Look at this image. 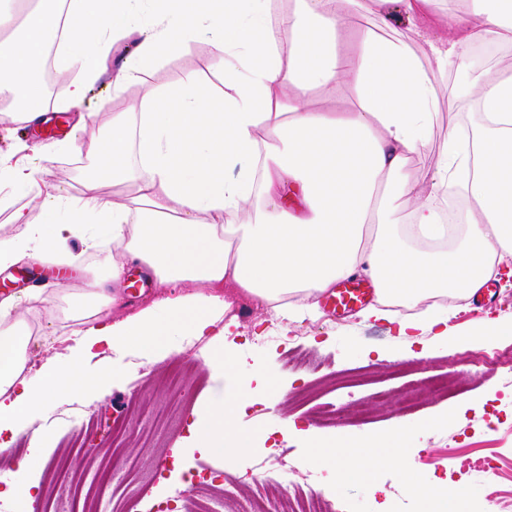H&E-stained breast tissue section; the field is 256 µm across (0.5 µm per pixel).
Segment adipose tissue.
Instances as JSON below:
<instances>
[{
    "label": "adipose tissue",
    "instance_id": "ef3b65f1",
    "mask_svg": "<svg viewBox=\"0 0 512 512\" xmlns=\"http://www.w3.org/2000/svg\"><path fill=\"white\" fill-rule=\"evenodd\" d=\"M379 12L396 4L406 35L359 32V47H340L344 12L356 0H299L297 11L271 18L270 0H34L23 18L0 11V97L11 122L33 121L46 105L38 63L44 37L65 34L57 55L81 75L67 101L80 106L100 79L111 43L132 36L131 58L112 77L113 92L152 70L161 48L198 38L213 48L210 66L224 74L215 92L197 73L151 89L130 111L113 113L106 134L98 115L81 114L82 151L94 165L79 196L45 192L38 162L51 161L56 142L36 156L0 155V205L23 195L42 209L63 207V224L34 223L26 208H11L0 233V268L62 257L84 265L111 239L105 277L89 282L73 309L74 345L35 372L25 369L31 330L20 307L53 315L60 288L0 300V453L41 411L52 394L98 393L119 381L123 360L150 365L178 353L184 342L211 337V393L184 440L192 451H246L234 429L253 401V384L225 390L227 369L239 361L225 345L224 315L235 297L294 321L317 312L313 296L356 273L372 278L377 302L362 320L384 321L399 335L448 333L438 297L475 293L490 280L512 276V69L479 79L450 95H475L478 132L449 133L428 185L412 179L411 156L424 152L441 104L436 69L463 68L480 42L512 44V0H374ZM423 44L417 57L415 44ZM341 84L356 92L357 108L316 112L313 94ZM242 165L235 178L227 167ZM134 182L132 203L100 192L102 177ZM415 202L401 223L399 202ZM79 240L80 252L69 251ZM136 258L165 287L190 290L137 313L113 318L128 258ZM111 366H92L99 347Z\"/></svg>",
    "mask_w": 512,
    "mask_h": 512
}]
</instances>
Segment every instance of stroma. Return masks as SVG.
<instances>
[{"instance_id": "35a3bbf8", "label": "stroma", "mask_w": 512, "mask_h": 512, "mask_svg": "<svg viewBox=\"0 0 512 512\" xmlns=\"http://www.w3.org/2000/svg\"><path fill=\"white\" fill-rule=\"evenodd\" d=\"M212 50L197 39L180 50H161L155 70L128 83L120 96H113L110 76L89 85L82 110L95 111L108 100L113 112L127 111L148 90L178 80L184 73H208L216 87L224 76L209 72ZM79 110V111H82ZM79 111L58 109L64 125L61 142L67 150L39 172L41 181L61 186L79 195L89 162L78 151L79 133L74 124ZM480 122V114L466 100L452 111L441 112L434 125L428 150L415 156L409 173L417 181L434 173L440 153L448 146V130L468 135ZM143 268L127 267L117 289L123 313H133L166 296L157 283L140 288L135 280ZM492 304L475 309L471 299L451 297L448 335L423 336L406 342L383 321H360L355 314L339 315L322 308L319 318L286 322L257 310L248 300H239L235 341L240 346L238 377L265 372L273 383L260 388L256 402L235 421L239 435L248 437L250 449L241 453L206 454L183 449L187 432L168 427L171 417L191 423L198 406L210 393L211 375L206 364L207 340H200L182 353L146 368L128 369L122 381L100 395H71L48 400L32 419L28 431L14 445L30 448L33 435H40L46 461L43 466L18 473L16 461L0 464V512H19L18 502L8 495L10 485L20 480L44 485L48 468L61 456L94 453L98 465L114 464L125 469L137 466L143 449L166 458L163 477L151 482L141 497L127 502L126 490H112V512H150L152 505L173 498L187 489L192 474L208 468L220 472V482L229 495L222 512H238L246 500H259L267 512H277L282 496L297 498L318 491L328 496L337 512H494L496 501L512 502V369L483 377L470 384L476 365L469 352L487 355L512 348V335H473L483 318L512 320V278L496 281ZM317 355L318 364L297 368L287 363L288 352ZM448 373L462 384L445 401L427 399L412 412L402 411L406 391L422 387L426 376ZM391 397L389 404L364 419H356L359 405L375 400L379 393ZM335 409L336 424L320 423V413ZM412 428L400 465L383 462L355 483H338L331 462L314 463L315 446L344 444L360 446L385 437L398 427ZM280 455L295 467L288 486L273 480L262 461ZM496 466L495 479L483 472V460ZM440 488L464 487L462 500L436 496L423 498L410 486L409 476Z\"/></svg>"}]
</instances>
